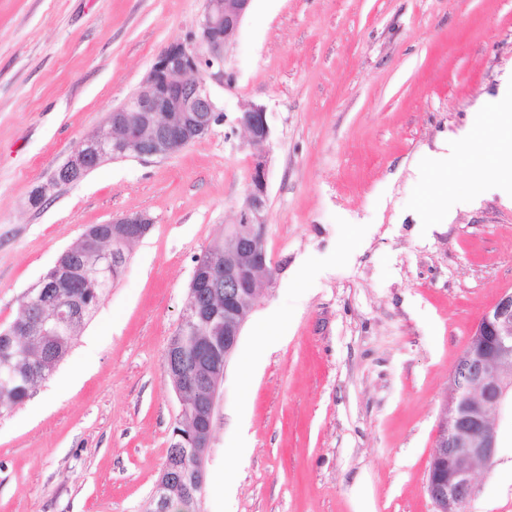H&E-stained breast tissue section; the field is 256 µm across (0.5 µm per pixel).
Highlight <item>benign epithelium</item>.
I'll use <instances>...</instances> for the list:
<instances>
[{
	"label": "benign epithelium",
	"mask_w": 512,
	"mask_h": 512,
	"mask_svg": "<svg viewBox=\"0 0 512 512\" xmlns=\"http://www.w3.org/2000/svg\"><path fill=\"white\" fill-rule=\"evenodd\" d=\"M252 0H206L196 30L187 41H174L155 56L139 86L106 122L60 165L49 183L34 191L31 203L42 201L50 188L81 180L112 153L139 160L161 159L171 154L177 140L190 145L224 121L213 100L202 69L224 75V58L238 35ZM243 126L254 150L248 188L237 221L224 225V254L210 249L195 260L189 293L180 322L169 343L166 371L180 403L176 431L179 446L191 449L188 457L193 479H204L205 452L209 447L220 386L228 361L258 296L261 279L271 278L267 253L266 148L271 131L266 109L252 104L242 112ZM114 224L126 225L124 234L112 236V227L94 224L58 257L51 276H41L27 290L20 310L21 324L4 335L17 336L30 319L39 317L43 335L67 329L74 310L55 300L67 279L66 264L89 241L88 265L94 273L112 263L127 264V248L145 237L153 219L146 212L121 214ZM224 295V315L211 305ZM191 355L207 365L204 395L191 400L180 382L183 359ZM512 405V291L503 292L486 311L469 336L450 381L435 450L426 479V493L434 512H465L474 492L478 469L492 463L499 448V424ZM174 483L157 481L151 503L166 512Z\"/></svg>",
	"instance_id": "7a95c632"
}]
</instances>
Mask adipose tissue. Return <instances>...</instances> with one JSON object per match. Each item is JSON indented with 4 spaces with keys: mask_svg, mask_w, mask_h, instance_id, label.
Returning <instances> with one entry per match:
<instances>
[{
    "mask_svg": "<svg viewBox=\"0 0 512 512\" xmlns=\"http://www.w3.org/2000/svg\"><path fill=\"white\" fill-rule=\"evenodd\" d=\"M485 142L493 143L492 151L482 150ZM463 168L469 173L472 192L493 188L512 198V82L486 102L465 131L441 143L418 175L434 178V187L441 192L453 187L455 173Z\"/></svg>",
    "mask_w": 512,
    "mask_h": 512,
    "instance_id": "ef3b65f1",
    "label": "adipose tissue"
}]
</instances>
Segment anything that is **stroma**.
<instances>
[{
    "instance_id": "35a3bbf8",
    "label": "stroma",
    "mask_w": 512,
    "mask_h": 512,
    "mask_svg": "<svg viewBox=\"0 0 512 512\" xmlns=\"http://www.w3.org/2000/svg\"><path fill=\"white\" fill-rule=\"evenodd\" d=\"M205 0H0V328L91 224L150 232L46 382L0 413V512H145L180 405L165 372L196 257L232 223L263 105L262 284L220 388L202 512H433L425 483L466 341L512 290V201L458 180L422 230L416 172L512 77V0H253L207 77L222 124L162 160L33 190L195 31ZM354 224L371 235L355 249ZM275 313L277 350L244 353ZM467 512H512V417Z\"/></svg>"
}]
</instances>
